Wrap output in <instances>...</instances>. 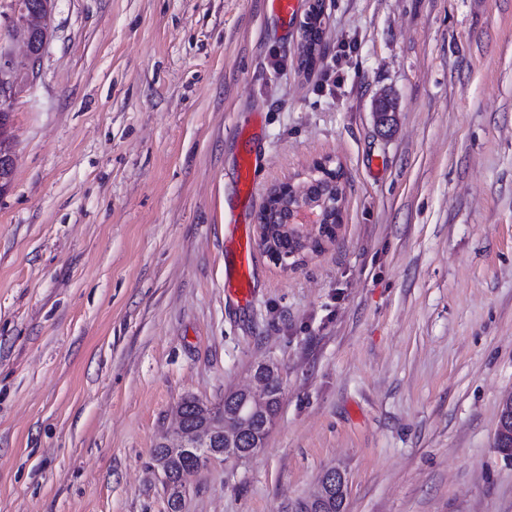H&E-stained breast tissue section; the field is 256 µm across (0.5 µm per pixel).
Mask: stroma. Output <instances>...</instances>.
I'll return each instance as SVG.
<instances>
[{"label": "stroma", "mask_w": 512, "mask_h": 512, "mask_svg": "<svg viewBox=\"0 0 512 512\" xmlns=\"http://www.w3.org/2000/svg\"><path fill=\"white\" fill-rule=\"evenodd\" d=\"M322 3L307 69L268 0H52L0 194V512H169L178 405L259 363L264 446L189 477L181 512H294L332 468L345 512H512V0ZM325 157L342 222L283 270L257 215ZM253 247L250 241L240 240L236 245L235 257L226 263L224 272V286L228 284L230 292L236 298H249L252 296V276L250 263L252 261ZM232 285L234 288H232Z\"/></svg>", "instance_id": "1"}]
</instances>
